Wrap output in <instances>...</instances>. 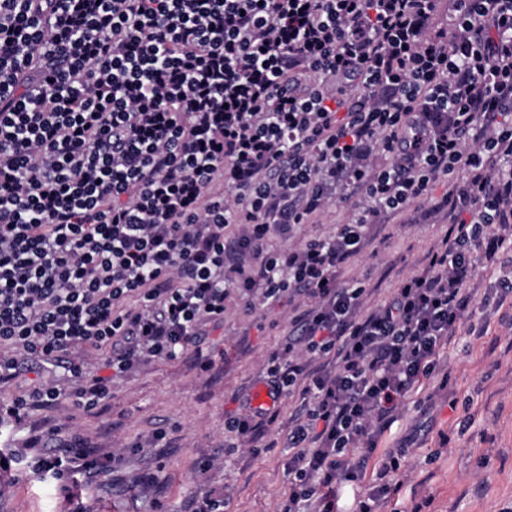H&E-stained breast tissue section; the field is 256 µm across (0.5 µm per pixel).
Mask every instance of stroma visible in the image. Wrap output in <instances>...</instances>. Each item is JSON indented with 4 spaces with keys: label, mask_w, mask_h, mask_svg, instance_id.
Segmentation results:
<instances>
[{
    "label": "stroma",
    "mask_w": 512,
    "mask_h": 512,
    "mask_svg": "<svg viewBox=\"0 0 512 512\" xmlns=\"http://www.w3.org/2000/svg\"><path fill=\"white\" fill-rule=\"evenodd\" d=\"M446 225L441 218H421L408 211L402 219L368 230V245L340 281L364 280L370 303L386 300L416 274ZM512 269L479 272L471 281L476 320L487 333L469 335L468 322L439 361V372L425 380L424 392L447 380L445 397L431 409L407 398L401 415L380 438L379 449L395 447L413 435L418 449L389 473L392 486L385 512H512V295L502 308L485 303L488 289ZM291 305H257L252 314L230 306L223 330L214 332V358L224 372L199 373L183 360H154L114 386L107 409L97 416H76L75 430L94 446L122 456L113 472L90 481L76 477L71 500L61 497L55 481L28 473L19 481L0 480V512H66L77 503L89 512H180L184 502L213 486L229 496L228 512H275L288 489L291 452L276 448L257 457L239 447L222 457L224 423L237 409L236 395H252L264 383V367L272 349L284 342ZM159 428L168 445L158 453L136 449ZM218 456L216 468L202 473L198 461ZM155 480L156 489L144 484Z\"/></svg>",
    "instance_id": "1"
}]
</instances>
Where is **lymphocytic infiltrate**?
Returning <instances> with one entry per match:
<instances>
[{"label": "lymphocytic infiltrate", "instance_id": "f902f5d3", "mask_svg": "<svg viewBox=\"0 0 512 512\" xmlns=\"http://www.w3.org/2000/svg\"><path fill=\"white\" fill-rule=\"evenodd\" d=\"M0 0V428L69 396L92 412L153 359L191 356L227 302L293 303L267 358L287 423L238 400L226 430L253 455L285 445L276 512H359L410 443L379 451L469 310L477 268L512 264V0ZM442 199L450 226L419 275L371 311L340 270L369 225ZM348 221L290 245L336 202ZM105 357L109 376L90 371ZM41 362L66 385L2 397ZM44 419L0 474L34 471L68 493L110 472Z\"/></svg>", "mask_w": 512, "mask_h": 512}]
</instances>
